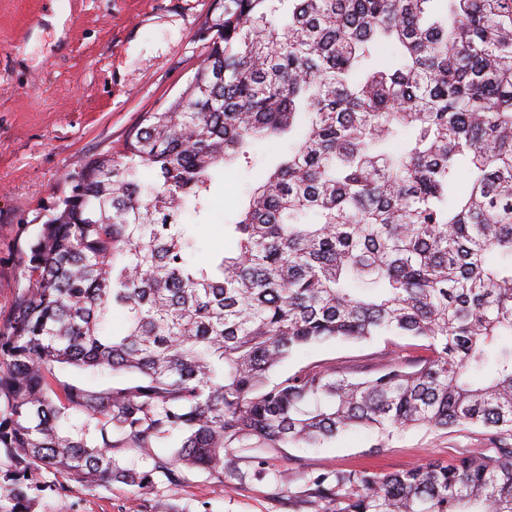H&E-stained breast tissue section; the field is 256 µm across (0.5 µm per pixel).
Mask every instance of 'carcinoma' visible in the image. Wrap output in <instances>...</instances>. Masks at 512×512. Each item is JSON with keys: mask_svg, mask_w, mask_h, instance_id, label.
<instances>
[{"mask_svg": "<svg viewBox=\"0 0 512 512\" xmlns=\"http://www.w3.org/2000/svg\"><path fill=\"white\" fill-rule=\"evenodd\" d=\"M185 90L92 156L0 322V502L43 472L150 493L357 427L475 428L486 450L391 473L302 469L289 512H512V0H217ZM277 163L206 263L224 166ZM126 323L112 335V314ZM404 358L276 369L330 340ZM125 384L61 382L58 366ZM253 452L241 469L229 449ZM151 458L149 470L116 454Z\"/></svg>", "mask_w": 512, "mask_h": 512, "instance_id": "carcinoma-1", "label": "carcinoma"}]
</instances>
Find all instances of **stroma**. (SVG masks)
<instances>
[{
  "label": "stroma",
  "mask_w": 512,
  "mask_h": 512,
  "mask_svg": "<svg viewBox=\"0 0 512 512\" xmlns=\"http://www.w3.org/2000/svg\"><path fill=\"white\" fill-rule=\"evenodd\" d=\"M56 11L67 17L60 33L49 21ZM214 15V0H0V321L23 286L20 270L32 240L70 191L69 174L93 155L121 149L146 113L180 95L207 54ZM255 156L253 170L228 167L215 188L198 261L223 246L222 226L236 220L241 202L272 166L264 146H256ZM384 347L381 339L330 341L298 353L285 368L349 366L378 359ZM479 446L472 428H416L379 448L359 428L324 448L280 449L270 467L289 474L301 466L391 473L428 460L445 463ZM160 492L183 512H286L288 488L272 480L220 483L190 472ZM150 506V496L117 481L93 490L71 481L64 495L45 491L36 512H150Z\"/></svg>",
  "instance_id": "stroma-1"
}]
</instances>
